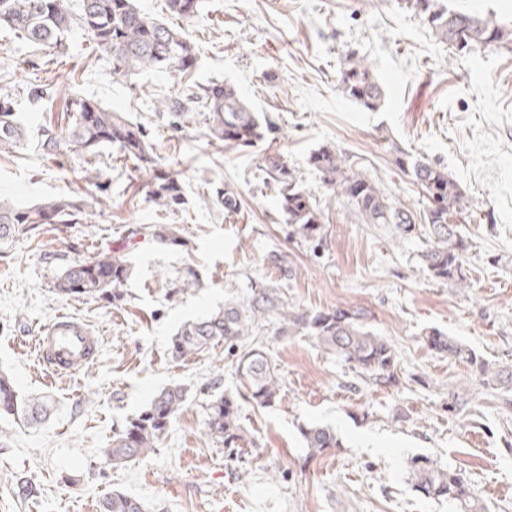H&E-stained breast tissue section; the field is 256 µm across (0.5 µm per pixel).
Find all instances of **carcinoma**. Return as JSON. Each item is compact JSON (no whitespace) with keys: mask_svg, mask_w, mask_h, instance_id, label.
<instances>
[{"mask_svg":"<svg viewBox=\"0 0 512 512\" xmlns=\"http://www.w3.org/2000/svg\"><path fill=\"white\" fill-rule=\"evenodd\" d=\"M448 46L461 52L477 45L507 43L512 34L474 15L452 11L441 0H405ZM201 0H166L172 14L192 19ZM0 26L9 28L23 39L47 47L58 57L67 52L66 37L75 27L81 29L100 52L112 59L116 75L134 76L146 71L188 73L196 64V47L184 30L143 13L136 0H79L72 10L70 0H0ZM341 89L350 99L368 111H376L383 101L381 85L355 55H347L342 71ZM164 111L174 114L202 112L206 115V137L224 144L226 149H246L263 141L269 132L266 118L252 111L234 86L224 82L197 85L163 102ZM67 111L71 120L64 126H47L42 131L41 146L53 154L72 148L90 156L112 147L121 156L140 162L152 171L148 196L160 209L172 210L184 204L180 181L162 169L146 141L142 128L122 112L107 109L100 102L77 97ZM24 129L11 102L0 99V149L16 148ZM320 173L329 200L340 201L353 210L362 224H391L393 237H403L424 221L429 231L423 260L431 276L439 282L469 287L465 274L466 242L458 224L468 213L469 202L457 181L444 168L417 156L400 152L397 166L412 176L426 200L423 216L418 217L363 169L354 165L342 151L323 146L311 155ZM268 183L277 188L278 204L293 233L305 239L315 237L322 228L324 208L319 200L296 180L284 156L269 152L264 157ZM217 202L233 213L240 207L237 193L226 188L217 191ZM105 206L93 192L85 196H61L47 202L16 208L0 201V240L11 239L35 229L40 224H79L93 211ZM132 237L143 236L162 247H185L177 229L170 224L138 225ZM129 268L118 257L99 253L91 258L63 264L50 289L57 295L90 297L116 305L124 300L121 287ZM197 285V275L189 266L171 289L175 296ZM276 316L278 335L304 333L325 349L333 351L355 370L375 376V381L390 384L394 379L396 351L367 325L366 312L338 307L328 311H303L291 306L274 286H262L252 294L181 326L171 339V354L182 358L197 354L222 342L232 349L254 336L259 321ZM427 345L438 353L469 364L488 384L505 387L512 384V370L500 369L460 341L438 330L424 333ZM235 373L244 388L242 396L258 407L272 405L279 396V383L259 344L238 351ZM188 400V390L175 384L159 390L147 407L128 420L122 432L112 436V443L102 450L105 463L115 466L139 460L151 454L173 418ZM51 409L49 400L21 396L8 375L0 373V414L27 422H39ZM207 430L211 438L226 448H238L243 429L238 416V402L233 395L212 396L207 407ZM311 456L330 448H339L336 434L322 426L301 429ZM409 476L418 492L432 499L455 505L457 512H488V506L475 498L459 474L430 457L419 456L409 462ZM101 512H144L143 504L120 491L104 498Z\"/></svg>","mask_w":512,"mask_h":512,"instance_id":"1","label":"carcinoma"}]
</instances>
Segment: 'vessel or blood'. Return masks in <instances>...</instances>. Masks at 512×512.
Instances as JSON below:
<instances>
[{
    "label": "vessel or blood",
    "instance_id": "1",
    "mask_svg": "<svg viewBox=\"0 0 512 512\" xmlns=\"http://www.w3.org/2000/svg\"><path fill=\"white\" fill-rule=\"evenodd\" d=\"M36 346L45 365L57 375L81 370L97 352L95 337L81 323L65 315L41 330Z\"/></svg>",
    "mask_w": 512,
    "mask_h": 512
}]
</instances>
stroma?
I'll list each match as a JSON object with an SVG mask.
<instances>
[{
  "label": "stroma",
  "mask_w": 512,
  "mask_h": 512,
  "mask_svg": "<svg viewBox=\"0 0 512 512\" xmlns=\"http://www.w3.org/2000/svg\"><path fill=\"white\" fill-rule=\"evenodd\" d=\"M178 24L198 55L186 76L115 75L78 30L57 58L0 29V98L27 131L21 148L0 152V197L30 207L83 194L93 171L108 195L104 211L84 223L42 224L0 241V370L21 395L56 402L35 427L0 415V512H98L115 490L145 512H453L414 490L407 463L421 455L460 473L489 512H512V389L485 384L423 339L425 329H439L512 369V43L456 54L402 0H203L195 18ZM350 51L383 89L377 111L341 91ZM212 80L235 86L269 117L265 141L228 151L208 142L199 113L157 111L159 97ZM77 96L143 128L163 169L183 184L182 209H158L148 171L116 150L92 162L67 148L41 151L42 128L66 124ZM326 145L417 211L422 191L398 168V151L448 171L470 203L459 226L468 289L430 277L423 230L396 243L386 225L359 223L338 202L325 207L321 242L293 234L263 184V157L279 151L324 200L310 155ZM225 186L240 197L237 212L211 201ZM141 224L175 225L185 248L130 238ZM101 251L130 269L121 303L50 292L60 261ZM273 251L286 254L287 270L269 262ZM188 264L198 286L169 297L172 273ZM262 285L279 286L306 311L364 309L369 328L397 353V382L376 383L313 338L280 336L275 322H260L279 396L267 408L241 402L244 439L232 451L209 436L206 406L213 394H236L234 358L219 342L176 359L170 343L184 322ZM60 314L85 323L101 350L79 373L52 380L33 338ZM175 383L188 400L155 452L104 464L112 436ZM311 425L332 429L341 447L309 456L300 430Z\"/></svg>",
  "instance_id": "obj_1"
}]
</instances>
